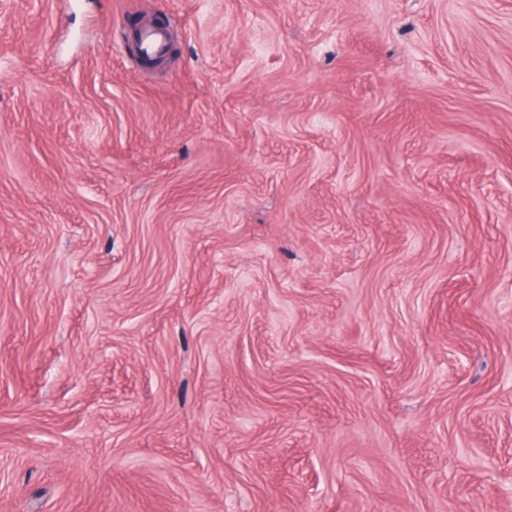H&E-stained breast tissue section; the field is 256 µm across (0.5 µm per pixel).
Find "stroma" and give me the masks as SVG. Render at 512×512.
I'll return each mask as SVG.
<instances>
[{
	"mask_svg": "<svg viewBox=\"0 0 512 512\" xmlns=\"http://www.w3.org/2000/svg\"><path fill=\"white\" fill-rule=\"evenodd\" d=\"M510 486L512 0H0V512Z\"/></svg>",
	"mask_w": 512,
	"mask_h": 512,
	"instance_id": "obj_1",
	"label": "stroma"
}]
</instances>
